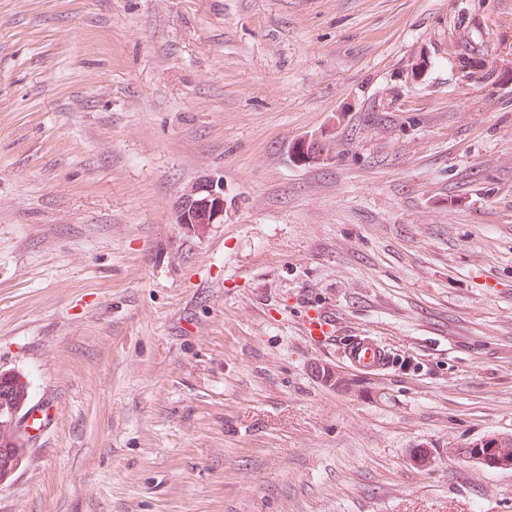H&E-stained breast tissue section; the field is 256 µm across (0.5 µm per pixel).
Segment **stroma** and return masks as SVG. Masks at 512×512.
Masks as SVG:
<instances>
[{
  "instance_id": "1",
  "label": "stroma",
  "mask_w": 512,
  "mask_h": 512,
  "mask_svg": "<svg viewBox=\"0 0 512 512\" xmlns=\"http://www.w3.org/2000/svg\"><path fill=\"white\" fill-rule=\"evenodd\" d=\"M1 370L0 512H512V0H0ZM175 224L203 234L210 224L224 221V181L210 176L195 183L175 207ZM383 350L374 341H358L350 347V355L354 365L366 369H379L384 365ZM31 393L30 383L26 376L21 373L15 372L14 377L9 381V385L5 386L0 391V442L3 445L9 441H15L16 448L9 445L6 448H0V474L10 473L14 470L17 464L23 463L27 452V445L29 444L30 436L24 439V442H19L17 431L8 422L4 413H8L11 409L16 408L18 405L23 406L26 411L30 410ZM9 453H3L11 451ZM2 449V450H1ZM16 469L8 474L0 477V485L4 484L17 470ZM504 439H506L505 436L488 435L478 441L470 443L471 448H475L473 458L471 459L477 460L490 469L512 470V458L503 457H512V441L508 440L501 443ZM495 450L500 456L495 453Z\"/></svg>"
}]
</instances>
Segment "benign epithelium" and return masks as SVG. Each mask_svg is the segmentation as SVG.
Returning <instances> with one entry per match:
<instances>
[{
    "mask_svg": "<svg viewBox=\"0 0 512 512\" xmlns=\"http://www.w3.org/2000/svg\"><path fill=\"white\" fill-rule=\"evenodd\" d=\"M175 223L202 234L211 224L224 223V180L210 176L195 183L175 207ZM9 421L27 435L35 433L30 427L32 419L17 408L8 415ZM504 437L488 435L471 443L475 448L473 459L490 469L512 470V458L495 453Z\"/></svg>",
    "mask_w": 512,
    "mask_h": 512,
    "instance_id": "1",
    "label": "benign epithelium"
}]
</instances>
